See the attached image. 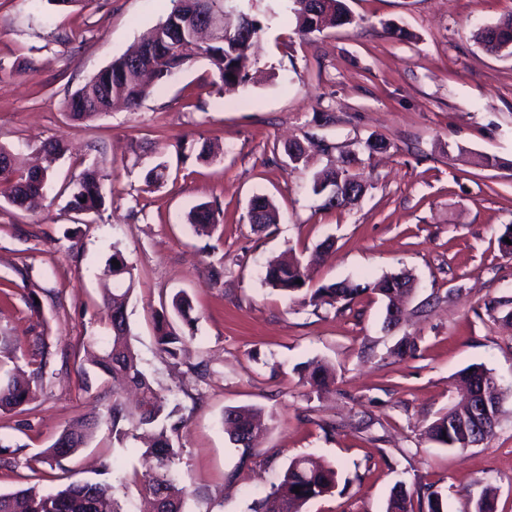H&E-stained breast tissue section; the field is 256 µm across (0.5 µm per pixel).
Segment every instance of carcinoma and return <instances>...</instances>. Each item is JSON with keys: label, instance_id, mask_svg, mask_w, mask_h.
Here are the masks:
<instances>
[{"label": "carcinoma", "instance_id": "obj_1", "mask_svg": "<svg viewBox=\"0 0 512 512\" xmlns=\"http://www.w3.org/2000/svg\"><path fill=\"white\" fill-rule=\"evenodd\" d=\"M231 3L228 0H170V8L152 31L145 36L140 45H157L160 51L149 64H136L132 54L127 53L114 59L99 70L67 99L66 108L75 121L92 120L110 108L114 101L121 100L129 108L138 107L155 88L165 81L164 71L178 63L185 67L202 57L209 61L216 80L214 84L222 89L235 88L245 84L248 73L254 65L250 50L262 33L264 25L250 18L251 29L244 34L231 29L224 34L220 42L193 50L188 47L191 33L199 15L203 11L224 13ZM318 16L334 27L337 20L346 17V24L354 19L347 7L346 0H316ZM276 14L283 19L294 17L296 29L303 36L321 31V25L315 21V15L309 7L302 6L301 0H280ZM483 49L491 54L504 43L512 44V14L499 23L484 28L480 33ZM10 153L0 146V198L16 207H28L44 194L40 184L49 182V168L20 170L7 163ZM167 165L159 161L149 166L145 174L147 185H156L165 181ZM358 174L345 168L332 167L316 176L312 190L316 194H325L323 207L334 209L342 207L336 202V189ZM256 216L249 222L259 228H268L278 223L279 213L275 205L265 196L252 199ZM68 206L74 211L100 213L105 206L101 193V175L99 170L90 166L85 168L73 182ZM219 209L210 203L198 205L190 212L188 222L198 235L208 236L217 227ZM112 259L119 265H107L106 276L112 278V287L105 289L103 304L107 311L112 329V341L95 356L94 366L107 380L119 381L132 387L138 394L136 406L128 408L117 395H112V404L106 411H92L74 420L60 433L56 441L45 451V460L50 464L62 466L64 460L85 446L101 420L110 423L113 443L123 445L142 429L152 433V442L143 449L140 457L147 467L150 479L144 488V495L151 502L150 512H182L181 491L176 487L172 476V464L180 455V448L174 446L173 438L178 435L183 423L182 408L170 404L160 395L140 367L138 355L129 338L127 304L132 290V266L122 251L115 248ZM307 283L310 274L299 263L291 260L271 263L266 267L264 281L271 288L280 291L292 299L303 294L299 303L315 308L348 306L358 295L371 289L385 301L386 310L405 301L403 289L413 281L411 274L385 276L372 284L353 281L324 284L310 292H302L296 280ZM171 306L188 328V334L178 333L169 323L165 314L157 321V343L161 350L174 360L179 361L180 345L187 336L193 335L196 318L191 315L190 299L185 294L172 298ZM488 370L482 366L469 367L461 372L460 379L466 391L475 393L483 375ZM309 383L319 391L328 390L335 378L330 369L314 363L308 374ZM31 400L29 385L15 379L0 384V409L19 408ZM472 419L471 408L448 410V414L439 418L427 430L428 438L452 449H465L469 434L467 427L447 423L448 417ZM255 410L236 407L225 412V424L230 428L232 440L245 448L252 447L255 436ZM337 473L332 467L318 465L308 457H297L290 461L280 482L265 495L253 509V512H303L304 506L332 491L336 487ZM300 492H293L294 487ZM108 487L102 483L73 482L65 488L41 492L27 488L11 494L0 493V512H122L117 502L107 497ZM495 488L485 487L474 504V512H494ZM413 493L405 484H397L388 501L386 512H413Z\"/></svg>", "mask_w": 512, "mask_h": 512}]
</instances>
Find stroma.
<instances>
[{
    "instance_id": "stroma-1",
    "label": "stroma",
    "mask_w": 512,
    "mask_h": 512,
    "mask_svg": "<svg viewBox=\"0 0 512 512\" xmlns=\"http://www.w3.org/2000/svg\"><path fill=\"white\" fill-rule=\"evenodd\" d=\"M347 4L353 24L308 37L291 22L265 25L253 78L235 90H218L200 58L138 110L117 104L76 122L68 96L155 26L168 0H0V146L21 165L41 162L46 141L67 147L38 207L0 201V282L12 283L0 293V380L44 356L52 371L31 381L23 410H0V443L19 449L0 465V493L100 482L123 512H138L148 480L140 443L113 447L107 424L64 468L34 460L72 420L112 401L80 366L89 341L109 340L102 273L117 247L133 267L128 322L141 368L183 407L173 470L184 512H249L301 456L338 472L304 512H386L400 482L431 486L443 512H472L490 484L496 512H512V254L502 239L512 229V57L474 38L512 13V0ZM390 26L407 38L390 37ZM376 138L383 148L368 150ZM180 140L218 153L182 158ZM293 142L305 163H291ZM158 153L168 176L149 188L145 165ZM348 159L364 195L323 208L314 174ZM92 163L105 208L72 211L70 185ZM257 195L279 212L264 231L248 222ZM207 202L223 215L200 237L187 217ZM326 240L333 248L319 253ZM292 255L313 260L318 285L406 271L417 288L388 329L373 291L317 309L265 285L269 262ZM179 292L197 322L175 365L154 323ZM316 361L335 375L330 390L306 382ZM472 365L504 391L502 412L491 437L451 449L425 430L457 403ZM243 406L264 417L249 449L224 426L225 410Z\"/></svg>"
}]
</instances>
